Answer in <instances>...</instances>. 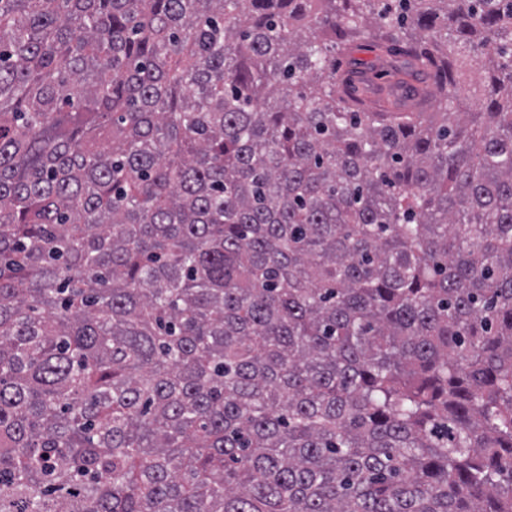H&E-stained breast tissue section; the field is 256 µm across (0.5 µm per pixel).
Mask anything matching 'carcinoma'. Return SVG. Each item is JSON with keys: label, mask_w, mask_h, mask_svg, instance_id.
<instances>
[{"label": "carcinoma", "mask_w": 512, "mask_h": 512, "mask_svg": "<svg viewBox=\"0 0 512 512\" xmlns=\"http://www.w3.org/2000/svg\"><path fill=\"white\" fill-rule=\"evenodd\" d=\"M0 512H512V0H0ZM381 51L366 41H358L348 51L346 70L353 74L357 94L371 97L382 96L387 108L394 110L424 109L433 112L437 103L425 102L417 89L421 86L420 76L411 68L404 56H393V69L375 68L376 56ZM375 66V67H374Z\"/></svg>", "instance_id": "cac0c4a2"}]
</instances>
